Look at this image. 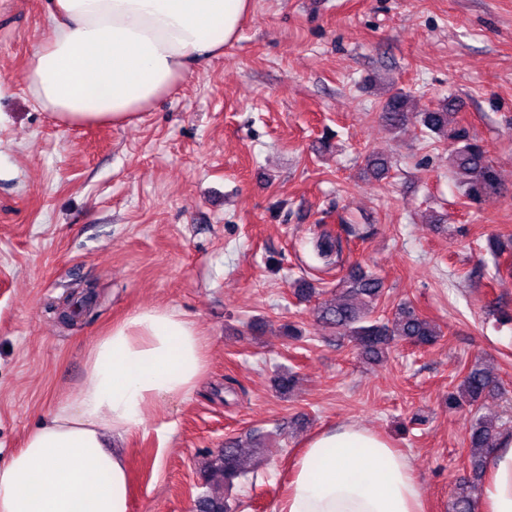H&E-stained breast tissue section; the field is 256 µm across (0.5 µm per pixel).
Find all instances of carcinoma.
<instances>
[{
  "instance_id": "1",
  "label": "carcinoma",
  "mask_w": 512,
  "mask_h": 512,
  "mask_svg": "<svg viewBox=\"0 0 512 512\" xmlns=\"http://www.w3.org/2000/svg\"><path fill=\"white\" fill-rule=\"evenodd\" d=\"M458 109L451 103L434 110L417 112L411 95L397 90L384 102L380 119L396 131L414 119L430 133L448 141V166L464 196L472 204L498 194L502 183L499 173L482 141L470 134L457 120ZM342 238L329 232L314 241V251L326 264L342 254ZM383 295V282L358 265L349 268L341 280L339 299L321 301L316 313L320 321L339 335L351 337L365 356L379 360L395 340H406L414 345L429 346L440 336L436 324L419 313L415 307L400 305L391 320L380 322L373 313ZM496 387L495 380L476 359L468 368L457 390L448 393V409L467 408L473 413L469 430L471 477L458 485L451 501L452 512H473L477 490L487 474V457L498 441L511 431L487 423L478 415L482 400ZM241 441L228 439L224 448L211 452L201 467L205 491L195 501L196 512H232L224 492L244 474L241 459Z\"/></svg>"
}]
</instances>
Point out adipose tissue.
<instances>
[{"label":"adipose tissue","mask_w":512,"mask_h":512,"mask_svg":"<svg viewBox=\"0 0 512 512\" xmlns=\"http://www.w3.org/2000/svg\"><path fill=\"white\" fill-rule=\"evenodd\" d=\"M251 0H50L51 32L27 72L29 91L64 128L125 126L177 93L238 40ZM207 352L171 306L137 309L98 336L84 375L0 466V512H128V460L107 440L146 410L190 397ZM274 512H424L409 458L357 424L325 428L296 458ZM476 512H512V438L489 458Z\"/></svg>","instance_id":"adipose-tissue-1"}]
</instances>
